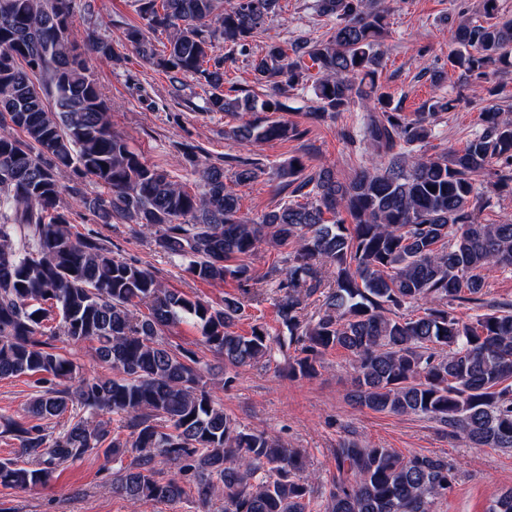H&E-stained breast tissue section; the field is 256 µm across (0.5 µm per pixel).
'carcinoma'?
<instances>
[{
  "instance_id": "1",
  "label": "carcinoma",
  "mask_w": 512,
  "mask_h": 512,
  "mask_svg": "<svg viewBox=\"0 0 512 512\" xmlns=\"http://www.w3.org/2000/svg\"><path fill=\"white\" fill-rule=\"evenodd\" d=\"M137 2L144 24L127 28L126 40L171 83L207 87L205 111L278 112L282 94L310 87L315 121L358 106L356 136L374 157L348 178L293 157L277 172L292 200L245 220L236 187L262 168L244 161L228 184L206 155L189 150L202 185L188 191L112 129L88 65L90 54L112 57V43L95 27L86 50L71 41L74 0H0V378L39 376L29 407L39 421L71 413L56 435L3 420L0 437L18 441L33 461L1 460L0 486L46 487L57 466L96 451L119 463L112 489L131 501L176 503L191 485L202 508L221 495L224 512H313L303 454L241 426L204 389L195 353L163 340L183 319L231 369L274 362L290 379L311 378L326 351L341 349L356 404L422 415L474 448H512V303L484 299L486 272L512 271V222L478 221L490 195L512 194V120L489 109L463 150L428 153L447 104L414 118L392 105L381 81L386 16L372 0H316L318 15L334 21L328 38L270 42L256 56L251 42L277 19L279 0H233L224 9L219 0ZM481 2L486 23L456 26L454 70L512 66V19L499 16V0ZM148 31L168 34L166 54L155 57ZM238 55L250 58L265 100L227 99L224 70ZM232 134L248 146L302 131L271 120ZM64 169L99 188L92 196L71 188L98 221L150 231L160 252L202 282L231 278L249 294L258 280L247 259L264 246L288 250V269L267 272L278 277L279 332L257 321L241 334L243 299L213 305L166 288L99 239L72 232ZM316 295L321 304L310 314ZM464 304L483 313L464 319L456 312ZM59 336L91 343L112 375H80L56 352ZM76 407L120 416L127 434H111ZM334 456L323 512H433L456 478L445 459L354 439L341 440ZM160 463L177 474L157 478Z\"/></svg>"
}]
</instances>
